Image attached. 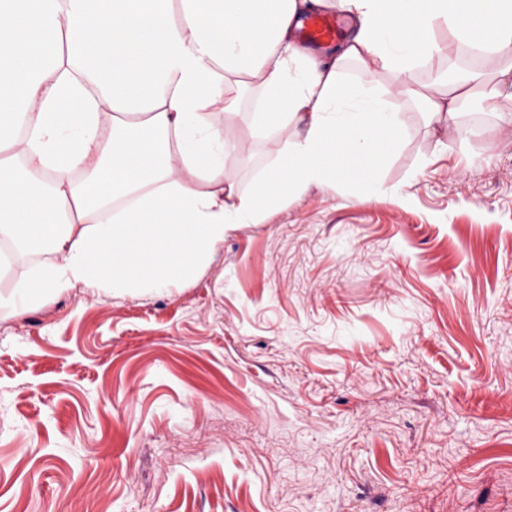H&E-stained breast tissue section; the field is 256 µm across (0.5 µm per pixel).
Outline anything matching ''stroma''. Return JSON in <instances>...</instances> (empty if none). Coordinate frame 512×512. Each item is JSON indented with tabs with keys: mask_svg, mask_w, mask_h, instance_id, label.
<instances>
[{
	"mask_svg": "<svg viewBox=\"0 0 512 512\" xmlns=\"http://www.w3.org/2000/svg\"><path fill=\"white\" fill-rule=\"evenodd\" d=\"M457 121L411 105L376 189L312 185L166 288L21 301L52 257H16L0 512H512V137Z\"/></svg>",
	"mask_w": 512,
	"mask_h": 512,
	"instance_id": "obj_1",
	"label": "stroma"
}]
</instances>
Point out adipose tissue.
Returning <instances> with one entry per match:
<instances>
[{
  "label": "adipose tissue",
  "mask_w": 512,
  "mask_h": 512,
  "mask_svg": "<svg viewBox=\"0 0 512 512\" xmlns=\"http://www.w3.org/2000/svg\"><path fill=\"white\" fill-rule=\"evenodd\" d=\"M316 8L350 18L329 60L296 38ZM452 42L503 58L494 83L418 82ZM508 84L512 0H0V239L53 258L16 285L167 287L261 205L375 184L408 103L451 126L475 93L512 125ZM248 92L252 129L286 143L245 194L225 165L253 138L226 128Z\"/></svg>",
  "instance_id": "1"
}]
</instances>
